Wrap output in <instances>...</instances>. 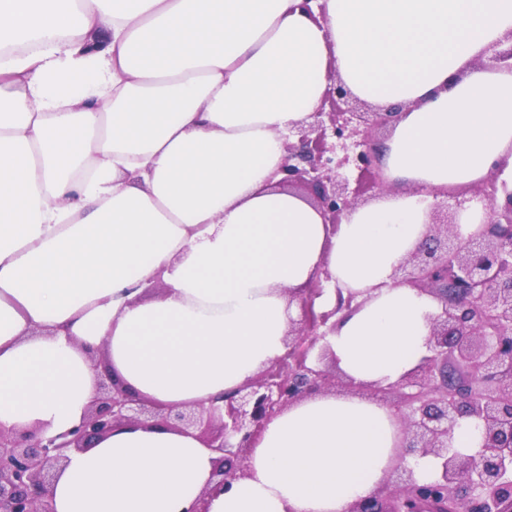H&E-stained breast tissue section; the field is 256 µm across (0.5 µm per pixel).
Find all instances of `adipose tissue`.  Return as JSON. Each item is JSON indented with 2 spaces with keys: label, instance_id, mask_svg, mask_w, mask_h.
I'll list each match as a JSON object with an SVG mask.
<instances>
[{
  "label": "adipose tissue",
  "instance_id": "ef3b65f1",
  "mask_svg": "<svg viewBox=\"0 0 512 512\" xmlns=\"http://www.w3.org/2000/svg\"><path fill=\"white\" fill-rule=\"evenodd\" d=\"M0 0V429L78 426L100 367L206 406L286 351L288 292L353 295L328 336L357 395L266 423L228 490L196 433L127 424L69 453L55 512H348L402 423L372 394L428 355L438 303L394 272L433 195L512 181V0ZM402 112L389 187L335 226L277 186L331 77Z\"/></svg>",
  "mask_w": 512,
  "mask_h": 512
}]
</instances>
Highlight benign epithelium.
Instances as JSON below:
<instances>
[{
    "label": "benign epithelium",
    "mask_w": 512,
    "mask_h": 512,
    "mask_svg": "<svg viewBox=\"0 0 512 512\" xmlns=\"http://www.w3.org/2000/svg\"><path fill=\"white\" fill-rule=\"evenodd\" d=\"M397 116L332 80L320 107L295 129L301 149L285 145L279 185L304 191L325 223H340L363 195L384 186L370 145L375 131ZM346 167L355 178L340 173ZM483 191L490 216L480 230L462 235L457 211L439 204L430 214L429 242L395 272L396 283L434 295L441 311L432 320L431 355L400 383L374 390L399 413L403 437L386 483L349 512H512V190L491 179ZM323 292L316 278L295 294L299 316L290 321L287 351L222 406L158 408L107 374L71 431L48 438L0 433V512H55L45 484L67 453L125 423L197 433L217 454L216 487H229L245 475L247 452L273 416L342 381L326 363L324 340L351 300L322 310L316 300ZM467 419L482 431L476 456L450 447L454 429ZM417 454L438 460L433 480L415 476L407 458Z\"/></svg>",
    "instance_id": "1"
}]
</instances>
